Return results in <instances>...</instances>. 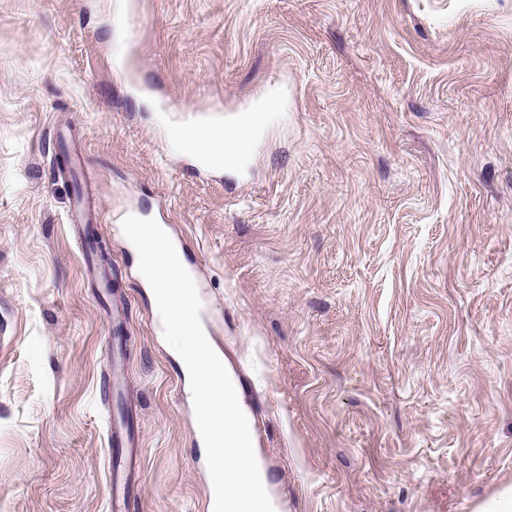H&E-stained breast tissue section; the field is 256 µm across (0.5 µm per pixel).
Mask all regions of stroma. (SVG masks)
<instances>
[{
	"label": "stroma",
	"mask_w": 512,
	"mask_h": 512,
	"mask_svg": "<svg viewBox=\"0 0 512 512\" xmlns=\"http://www.w3.org/2000/svg\"><path fill=\"white\" fill-rule=\"evenodd\" d=\"M116 2L0 0V512H108L116 308L135 512H210L121 228L159 202L288 512H477L512 486V0H131L124 62ZM269 103L222 172L156 123Z\"/></svg>",
	"instance_id": "obj_1"
}]
</instances>
